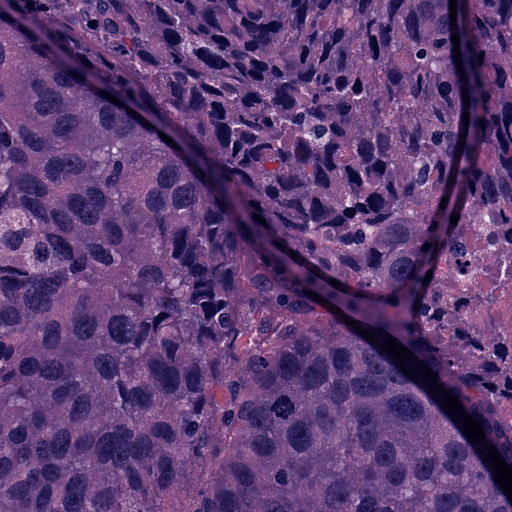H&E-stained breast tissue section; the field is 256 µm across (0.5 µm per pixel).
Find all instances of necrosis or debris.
I'll list each match as a JSON object with an SVG mask.
<instances>
[{"mask_svg":"<svg viewBox=\"0 0 512 512\" xmlns=\"http://www.w3.org/2000/svg\"><path fill=\"white\" fill-rule=\"evenodd\" d=\"M466 219L468 239L449 248L442 264L461 282L448 298V337L478 351L494 346L489 365L502 375L500 424L512 430V224L486 223L475 210Z\"/></svg>","mask_w":512,"mask_h":512,"instance_id":"4bbe7bcc","label":"necrosis or debris"}]
</instances>
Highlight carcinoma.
<instances>
[{
  "mask_svg": "<svg viewBox=\"0 0 512 512\" xmlns=\"http://www.w3.org/2000/svg\"><path fill=\"white\" fill-rule=\"evenodd\" d=\"M449 7L0 0V512H512L379 349L512 468L439 273L512 224V0Z\"/></svg>",
  "mask_w": 512,
  "mask_h": 512,
  "instance_id": "cac0c4a2",
  "label": "carcinoma"
}]
</instances>
